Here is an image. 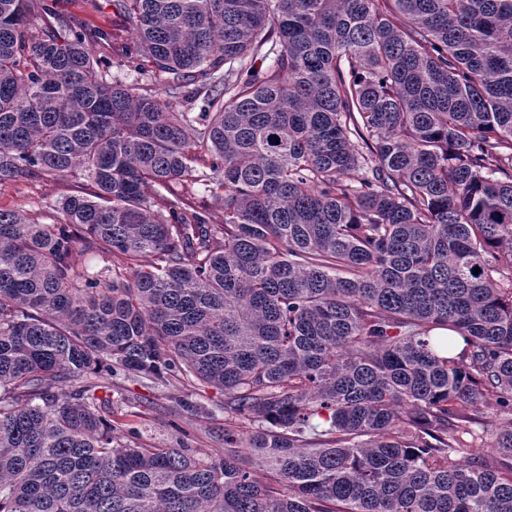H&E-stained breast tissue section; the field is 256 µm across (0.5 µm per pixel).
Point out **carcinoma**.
<instances>
[{
    "instance_id": "carcinoma-1",
    "label": "carcinoma",
    "mask_w": 512,
    "mask_h": 512,
    "mask_svg": "<svg viewBox=\"0 0 512 512\" xmlns=\"http://www.w3.org/2000/svg\"><path fill=\"white\" fill-rule=\"evenodd\" d=\"M120 7L153 93L0 0V185L92 187L0 210V512H512V0ZM174 379L217 452L112 425ZM90 191V181L79 171L47 181L21 179L0 186V209L39 216L42 222L52 223L62 197ZM192 206L206 219L209 224L224 223V209L203 190L192 200ZM482 416L478 423L471 426L476 438L471 440V437H465L467 447L463 448L462 454L465 458L478 459L488 457L493 453V448H490V445L492 444V435L495 428L498 426V420L495 415L486 410L485 414Z\"/></svg>"
}]
</instances>
